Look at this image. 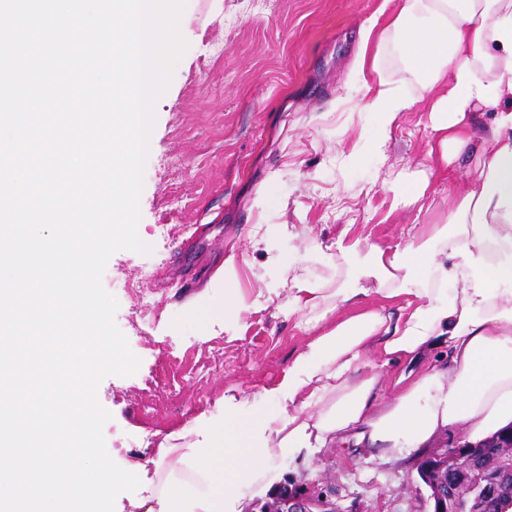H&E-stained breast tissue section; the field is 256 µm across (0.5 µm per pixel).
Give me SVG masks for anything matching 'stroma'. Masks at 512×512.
Returning a JSON list of instances; mask_svg holds the SVG:
<instances>
[{"label": "stroma", "instance_id": "1", "mask_svg": "<svg viewBox=\"0 0 512 512\" xmlns=\"http://www.w3.org/2000/svg\"><path fill=\"white\" fill-rule=\"evenodd\" d=\"M400 3L186 0L189 47L155 105L139 198L137 232L151 251L115 252L103 275L118 301L114 322L141 360L135 373L107 376L97 388L111 415L106 449L121 468L156 456L161 444L193 443L194 418L223 413L224 394H234L241 415L276 412L263 389L309 340L288 311L286 284L301 277L341 286L337 241L393 244L445 222L476 159L461 154L447 177L430 168L436 95L422 91L385 33ZM364 48L379 69L359 76ZM382 78L402 85L414 105L377 153L379 118L350 86ZM422 171L430 181L423 206L403 204L391 184ZM290 254L299 261L289 268L282 259ZM230 256L239 318L187 320ZM213 354L223 371L204 367ZM417 455L382 458L341 442L276 448L250 497L269 498L289 479L333 491L345 512H430Z\"/></svg>", "mask_w": 512, "mask_h": 512}]
</instances>
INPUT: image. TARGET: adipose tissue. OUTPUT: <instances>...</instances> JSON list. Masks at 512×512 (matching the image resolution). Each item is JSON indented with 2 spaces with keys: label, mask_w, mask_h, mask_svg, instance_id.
Returning a JSON list of instances; mask_svg holds the SVG:
<instances>
[{
  "label": "adipose tissue",
  "mask_w": 512,
  "mask_h": 512,
  "mask_svg": "<svg viewBox=\"0 0 512 512\" xmlns=\"http://www.w3.org/2000/svg\"><path fill=\"white\" fill-rule=\"evenodd\" d=\"M387 32L423 89L441 91L431 109L433 165L447 173L470 147L474 175L446 223L393 244L337 243L345 285L329 292L294 281L288 311L303 314L312 339L264 390L278 413L247 423L225 396L222 417L195 418L194 443L161 446L175 465L139 512H225L270 468L275 448L340 440L401 455L454 427L481 440L512 423V0H403ZM412 105L401 88L376 90L375 150ZM234 272L225 260L224 292L193 304L189 317H238ZM373 291L384 307L363 308ZM340 308L349 316L331 320ZM390 365L397 372L383 400Z\"/></svg>",
  "instance_id": "1"
}]
</instances>
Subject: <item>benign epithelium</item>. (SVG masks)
Listing matches in <instances>:
<instances>
[{"instance_id":"benign-epithelium-1","label":"benign epithelium","mask_w":512,"mask_h":512,"mask_svg":"<svg viewBox=\"0 0 512 512\" xmlns=\"http://www.w3.org/2000/svg\"><path fill=\"white\" fill-rule=\"evenodd\" d=\"M492 448L494 464L490 467L473 463L457 447L434 448L419 458L417 471L428 489L432 512H487L490 505L506 499L505 489L512 482V436L496 441ZM256 507L258 512H341L323 494L286 482ZM511 508L512 498L502 512Z\"/></svg>"}]
</instances>
